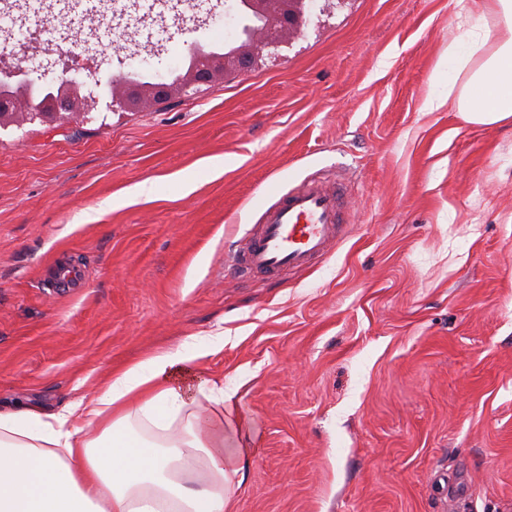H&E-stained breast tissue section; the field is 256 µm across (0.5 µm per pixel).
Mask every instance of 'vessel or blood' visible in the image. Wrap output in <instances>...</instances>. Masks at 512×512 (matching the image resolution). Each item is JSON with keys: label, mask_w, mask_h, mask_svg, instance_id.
<instances>
[{"label": "vessel or blood", "mask_w": 512, "mask_h": 512, "mask_svg": "<svg viewBox=\"0 0 512 512\" xmlns=\"http://www.w3.org/2000/svg\"><path fill=\"white\" fill-rule=\"evenodd\" d=\"M342 222L340 189L319 178L305 179L277 195L232 260L240 275L271 279L313 266L335 246Z\"/></svg>", "instance_id": "b4317fda"}]
</instances>
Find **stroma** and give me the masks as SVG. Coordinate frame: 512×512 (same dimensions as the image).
<instances>
[{
	"label": "stroma",
	"mask_w": 512,
	"mask_h": 512,
	"mask_svg": "<svg viewBox=\"0 0 512 512\" xmlns=\"http://www.w3.org/2000/svg\"><path fill=\"white\" fill-rule=\"evenodd\" d=\"M457 0H316L240 76L148 112L235 0H46L0 25L78 47L87 111L0 129V402L46 412L193 339L251 455L228 512H512V127L433 102ZM346 179L348 233L277 280L226 265L274 193ZM131 74L109 75L106 85L111 90L112 100L119 101V104L127 110H148L158 106L157 97L153 95L157 85L160 82L141 81L131 79ZM140 89V95L137 99H131L127 94L134 90Z\"/></svg>",
	"instance_id": "35a3bbf8"
}]
</instances>
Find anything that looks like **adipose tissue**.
Returning a JSON list of instances; mask_svg holds the SVG:
<instances>
[{
    "instance_id": "adipose-tissue-1",
    "label": "adipose tissue",
    "mask_w": 512,
    "mask_h": 512,
    "mask_svg": "<svg viewBox=\"0 0 512 512\" xmlns=\"http://www.w3.org/2000/svg\"><path fill=\"white\" fill-rule=\"evenodd\" d=\"M483 24L449 44V109L472 125L512 123V0H457ZM497 37H489L485 22ZM178 348L111 375L89 404L40 412L0 407V512H224L248 447L228 448L235 393L208 390ZM221 406L212 419L196 398ZM83 412L98 433L73 427Z\"/></svg>"
}]
</instances>
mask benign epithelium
I'll list each match as a JSON object with an SVG mask.
<instances>
[{
    "instance_id": "1",
    "label": "benign epithelium",
    "mask_w": 512,
    "mask_h": 512,
    "mask_svg": "<svg viewBox=\"0 0 512 512\" xmlns=\"http://www.w3.org/2000/svg\"><path fill=\"white\" fill-rule=\"evenodd\" d=\"M313 0H239L241 12L254 17L252 25L241 31L243 38L234 46L218 54L205 49L199 43L189 46L191 55L183 75L167 87L170 94L180 96L193 87L204 76L218 81L224 76L243 69L242 62L257 64L265 52L275 49L298 31L305 22V16ZM29 57H22L14 66L10 76L17 78L12 87L13 108L10 115L0 120L3 125L21 124L34 115L31 101L44 95H59L64 101V111L80 112L95 101L94 92L78 75L65 73L61 77H47L46 74L33 76L37 69H29L23 63ZM106 85L112 98L127 110H148L158 106L153 95L156 83L132 79L127 74L110 75Z\"/></svg>"
}]
</instances>
